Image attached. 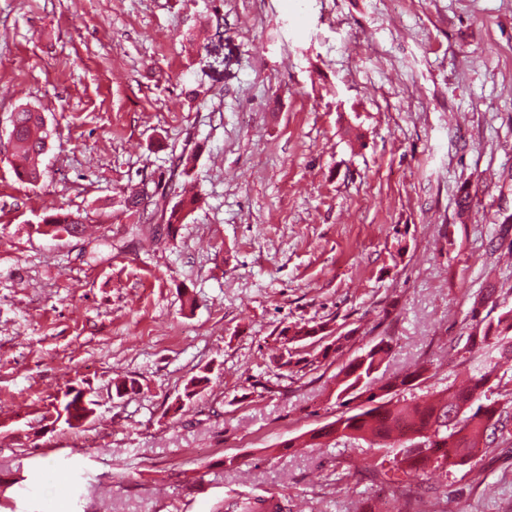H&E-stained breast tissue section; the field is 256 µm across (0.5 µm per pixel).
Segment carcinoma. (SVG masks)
<instances>
[{
	"label": "carcinoma",
	"instance_id": "1",
	"mask_svg": "<svg viewBox=\"0 0 512 512\" xmlns=\"http://www.w3.org/2000/svg\"><path fill=\"white\" fill-rule=\"evenodd\" d=\"M17 132L13 156L20 161L15 173L22 182L33 183L40 177L42 157L46 152L47 132L42 116L27 108L14 113ZM199 203L198 194L182 189L179 200L170 208L166 218L167 234L172 235L177 225L184 223ZM39 231L47 235L64 232L69 236L85 232L82 222L70 217L44 219ZM495 289L480 294L471 309L475 326L467 335L465 344L457 349L462 362L470 360L468 354L476 347H483L487 356L484 362L471 369L469 384L463 390L448 391L446 396L432 397L420 402H407L404 393L425 380L428 367L417 366L413 371L391 378L379 387L382 394L374 392L376 374L389 353V341L382 339L363 355L354 358L340 371L336 399L341 405L363 395L369 405L358 412H346L324 425L312 439H326L333 444L363 441L371 448L393 453V469L403 476L464 467L472 464L480 447H488L500 440H512L509 414L497 400H488L483 387L503 360L512 361V309L502 310L493 318H478L479 307L491 299ZM327 325H295L288 328V342L282 343L277 358L281 368L291 366L299 355L296 344L325 333ZM458 418L453 423L450 417ZM418 433L428 442L424 449H395L402 438ZM392 483L400 488L402 508L398 512H426L419 487L396 478ZM228 512H291L288 498H242L228 505Z\"/></svg>",
	"mask_w": 512,
	"mask_h": 512
}]
</instances>
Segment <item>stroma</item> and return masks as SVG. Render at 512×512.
<instances>
[{
    "label": "stroma",
    "mask_w": 512,
    "mask_h": 512,
    "mask_svg": "<svg viewBox=\"0 0 512 512\" xmlns=\"http://www.w3.org/2000/svg\"><path fill=\"white\" fill-rule=\"evenodd\" d=\"M25 107L50 138L34 183L0 152V512L384 506L391 454L292 442L379 340L382 378L439 391L475 295L512 306V0H0V123ZM185 180L197 209L153 237ZM56 214L88 232L40 234ZM322 322L342 353L279 369L281 329ZM71 386L77 429L50 416ZM419 482L512 512V443ZM230 512H291L288 498L271 495L262 498H242L228 505Z\"/></svg>",
    "instance_id": "35a3bbf8"
}]
</instances>
